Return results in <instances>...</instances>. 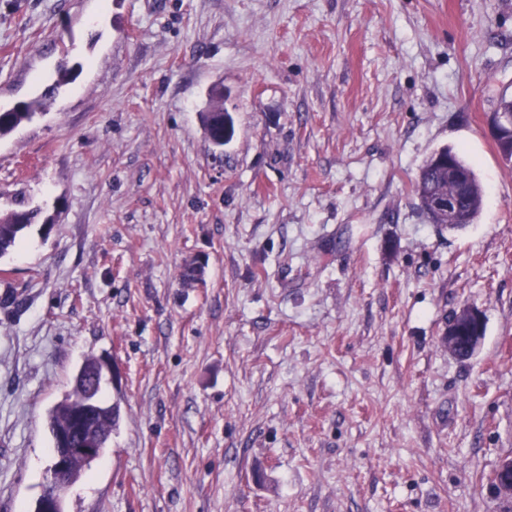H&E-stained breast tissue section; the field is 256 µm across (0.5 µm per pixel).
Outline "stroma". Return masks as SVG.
Wrapping results in <instances>:
<instances>
[{
	"instance_id": "1",
	"label": "stroma",
	"mask_w": 512,
	"mask_h": 512,
	"mask_svg": "<svg viewBox=\"0 0 512 512\" xmlns=\"http://www.w3.org/2000/svg\"><path fill=\"white\" fill-rule=\"evenodd\" d=\"M62 66L0 138V192L41 210L0 259V512H34L48 413L91 353L119 419L63 512H494L512 0H0V109ZM443 146L483 205L440 233L412 183ZM464 305L485 335L459 359ZM70 78L71 70L64 69L59 78L46 86L39 97L20 101L10 109L0 110V138L7 136L21 125L32 122L38 114L45 110L57 95L59 88L68 83ZM223 114H226L224 113V90L221 87H213L209 94L208 111L202 113L203 127L209 141L221 133ZM512 94L506 92L500 94L497 98L496 110L492 113L490 122L494 138L497 140L500 136H512ZM503 110V111H500ZM511 112H504V111ZM500 111V112H498ZM484 324V317L478 309L464 305L460 307L453 317V320L448 325V330L443 337L448 353L454 357H460V331L466 328L470 333L473 329L476 333L470 337V341L466 346V353L468 356L473 355L481 343V336H478Z\"/></svg>"
}]
</instances>
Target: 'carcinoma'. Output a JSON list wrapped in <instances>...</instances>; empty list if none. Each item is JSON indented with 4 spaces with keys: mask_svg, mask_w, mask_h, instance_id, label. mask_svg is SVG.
<instances>
[{
    "mask_svg": "<svg viewBox=\"0 0 512 512\" xmlns=\"http://www.w3.org/2000/svg\"><path fill=\"white\" fill-rule=\"evenodd\" d=\"M71 72L64 69L59 78L46 86L37 98L21 101L10 109L0 110V138L10 134L23 124L30 123L55 98L59 88L68 83ZM224 90L214 87L209 94L208 111L202 113V122L207 138L218 136L223 129ZM459 173L470 180L471 191L463 195L461 201L462 223L457 228L475 221L483 202V189L474 168L456 151L443 147L431 153L421 165L413 183V192L418 207L423 213L431 212L430 202L433 198L446 196L453 191L451 174ZM40 210L32 206L22 194L9 198L8 205L0 208V259L7 256L16 246L19 237L30 226L38 223ZM98 358H85L76 377L71 393L57 403L49 413L48 425L52 437L70 428L72 419L80 405L83 378L90 377L96 367ZM117 409L112 405L101 404L99 412L94 415L86 427L94 428L99 436V448L105 449L116 425Z\"/></svg>",
    "mask_w": 512,
    "mask_h": 512,
    "instance_id": "cac0c4a2",
    "label": "carcinoma"
}]
</instances>
